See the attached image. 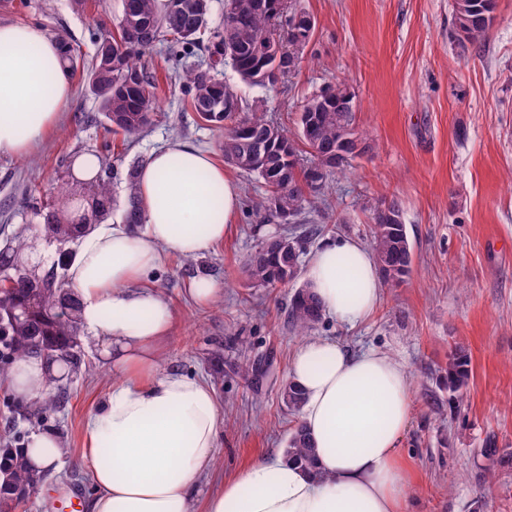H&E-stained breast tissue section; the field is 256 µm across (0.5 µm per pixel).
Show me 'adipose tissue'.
<instances>
[{
    "instance_id": "1",
    "label": "adipose tissue",
    "mask_w": 512,
    "mask_h": 512,
    "mask_svg": "<svg viewBox=\"0 0 512 512\" xmlns=\"http://www.w3.org/2000/svg\"><path fill=\"white\" fill-rule=\"evenodd\" d=\"M72 88L58 40L37 26L1 24L0 156L40 144ZM135 191L140 225H98L67 267L87 339L112 362V387L84 428L94 487L88 512H406L413 475L400 443L414 413L411 375L384 350L355 352L333 337L303 340L288 365L304 396L299 423L316 448L313 467L278 452L261 456L197 501L217 460L220 407L204 379L160 371L175 309L142 280L169 255L191 259L222 242L240 188L211 152L175 140L152 151ZM304 279L322 313L343 325L366 321L381 301L375 258L353 238L324 243ZM60 372V364L29 353L0 383L36 401ZM22 453L43 473L65 448L56 433L40 431Z\"/></svg>"
}]
</instances>
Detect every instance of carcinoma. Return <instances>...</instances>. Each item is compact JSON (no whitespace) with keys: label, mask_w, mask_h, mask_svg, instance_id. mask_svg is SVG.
<instances>
[{"label":"carcinoma","mask_w":512,"mask_h":512,"mask_svg":"<svg viewBox=\"0 0 512 512\" xmlns=\"http://www.w3.org/2000/svg\"><path fill=\"white\" fill-rule=\"evenodd\" d=\"M209 0H168L158 10L156 0H123L122 12L115 30H105L100 41L112 42L120 67L107 70L100 61L85 67L80 49L65 46V56L73 72L86 71L85 80L100 102V111L110 132L135 135L150 123L153 85L138 65L139 50L155 43H167L183 49L202 44L207 29ZM497 0H454L453 15L458 42L464 48L481 52L484 40L496 20ZM150 24L152 35L130 23L129 15ZM289 9L283 0H224L223 27L210 35L208 49L217 56L210 65L186 69L178 74L188 96L187 105L207 123L224 126V142L220 149L229 165L248 174H256L264 184V209L273 217L286 211L296 217L305 206L320 200L327 169L348 163L336 158L343 128L354 126L355 95L341 84L328 85L309 98L298 119V133L291 137L284 128L267 120L264 114L239 113L241 98L234 89L216 78L219 65L230 64L241 81L251 86H275L285 74L296 69L304 59L315 21L305 15L299 24L287 17ZM271 143L270 150L280 154L282 178L274 180L255 165L250 156L257 146ZM310 150L313 161L302 163L300 146ZM94 194L102 208L94 209L96 222L110 214L112 191L109 184L94 177ZM128 207L125 222L140 223L135 199L134 180L126 186ZM280 206H269L270 197ZM403 217L396 198L381 199L373 205L370 234L374 257L382 279L396 287L408 277L412 264V248L404 223H388L387 214ZM40 232L49 239H70L67 227L54 222L44 223ZM300 245L296 238L280 235L265 240L250 254L244 272L254 288L288 285L299 276ZM0 374L7 372L16 357L32 350L42 351L48 359L76 365L75 348L79 330V303L69 288L49 276L40 283L14 274L0 281ZM71 302V313H58L61 301ZM321 319L319 301L306 284L291 299V322L295 332L302 334ZM471 376L470 355L457 345L448 356L445 379L448 391L463 400ZM281 399L292 411L303 404L298 386L288 380L281 388ZM283 452L288 460L310 467L314 462V445L305 431L294 427L288 434ZM482 455L500 466L512 464V453L496 447L488 439ZM41 481V475L30 469L15 448H0V512H15L24 500L20 494Z\"/></svg>","instance_id":"cac0c4a2"}]
</instances>
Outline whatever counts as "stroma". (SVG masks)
Listing matches in <instances>:
<instances>
[{
	"instance_id": "stroma-1",
	"label": "stroma",
	"mask_w": 512,
	"mask_h": 512,
	"mask_svg": "<svg viewBox=\"0 0 512 512\" xmlns=\"http://www.w3.org/2000/svg\"><path fill=\"white\" fill-rule=\"evenodd\" d=\"M316 23L304 59L273 88L241 84L231 67L218 79L235 86L247 112L296 133L305 100L329 84L355 94L356 127L371 150L328 170L326 200L294 223L265 215L259 179L236 173L241 205L222 243L191 260L177 256L148 273L145 284L171 299L176 321L161 366L204 376L223 413L218 473L231 474L258 456L282 451L298 417L280 397L300 341L291 325L295 285L251 287L246 258L268 237L302 242L308 263L326 240L369 243L372 207L398 198L413 249L409 277L383 285L381 303L348 327L322 318L316 336L352 349L395 354L413 379L416 409L401 453L416 484L407 512H512V466L481 456L487 437L512 452V0H498L497 21L480 55L461 51L453 0H297ZM121 0H0V24L36 25L93 59L99 32L114 28ZM141 65L156 83L151 124L129 137L108 133L97 98L75 75L70 103L55 128L28 155L0 158V248L24 239L51 269L77 241L38 235L56 208L55 186L71 182L76 156L101 157L112 189V221H124L126 184L151 151L190 140L222 159L221 129L186 106L184 88L162 45L145 48ZM224 284L214 304L196 305L192 279ZM471 354L472 375L460 406L448 403L439 377L455 345ZM81 363L67 370L60 404L36 415L0 384V443L51 428L67 454L17 512H86L92 494L85 458L89 413L112 385L110 366L81 342ZM443 403L435 411L430 397Z\"/></svg>"
}]
</instances>
